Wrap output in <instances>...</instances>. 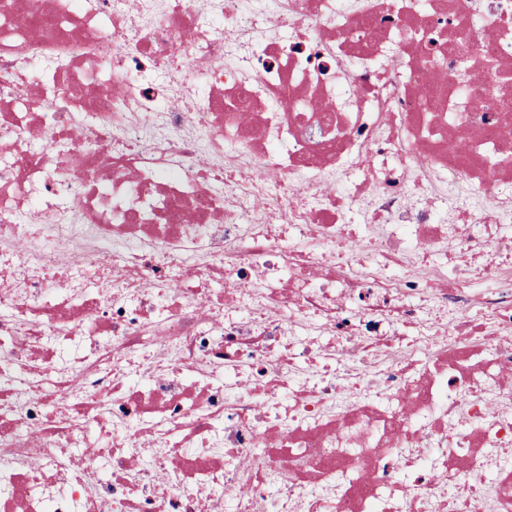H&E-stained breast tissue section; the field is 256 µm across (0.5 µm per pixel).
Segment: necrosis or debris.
<instances>
[{
	"label": "necrosis or debris",
	"instance_id": "1",
	"mask_svg": "<svg viewBox=\"0 0 512 512\" xmlns=\"http://www.w3.org/2000/svg\"><path fill=\"white\" fill-rule=\"evenodd\" d=\"M506 69L512 0H0V512H512Z\"/></svg>",
	"mask_w": 512,
	"mask_h": 512
}]
</instances>
